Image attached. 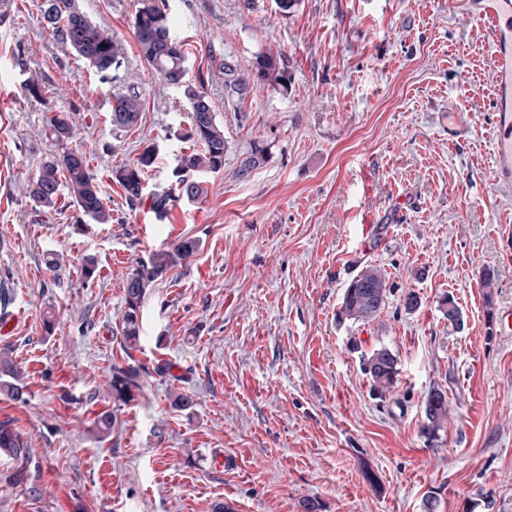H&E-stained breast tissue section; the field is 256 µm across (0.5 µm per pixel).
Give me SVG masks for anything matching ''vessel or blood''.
I'll list each match as a JSON object with an SVG mask.
<instances>
[{"instance_id": "1", "label": "vessel or blood", "mask_w": 512, "mask_h": 512, "mask_svg": "<svg viewBox=\"0 0 512 512\" xmlns=\"http://www.w3.org/2000/svg\"><path fill=\"white\" fill-rule=\"evenodd\" d=\"M476 8L495 48V181L512 187V0H478Z\"/></svg>"}]
</instances>
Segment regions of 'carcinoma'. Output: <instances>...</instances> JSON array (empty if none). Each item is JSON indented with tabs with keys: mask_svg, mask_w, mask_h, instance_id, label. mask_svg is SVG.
<instances>
[{
	"mask_svg": "<svg viewBox=\"0 0 512 512\" xmlns=\"http://www.w3.org/2000/svg\"><path fill=\"white\" fill-rule=\"evenodd\" d=\"M41 16L45 27L83 59L100 79H108L112 72L121 67L123 55L118 40L81 12L74 0H42ZM132 34L144 64L179 93L180 101L191 112L187 139L198 145V148L177 157L175 187L151 194V208L158 219L164 220L173 203L181 199L200 202L206 198L203 177L224 170L228 140L217 122L204 82H195L188 77L183 45L171 37L167 9L153 0H142L132 21ZM219 70L224 75V103L233 109L238 108L259 87L284 93L290 84L281 55L270 51L258 54L247 70L233 57L226 56ZM142 107L139 86L135 83L126 85L114 97L112 126L117 129L135 126ZM46 128L50 138L60 145L68 142L74 133L73 123L66 112L52 113L46 119ZM155 159L156 148L147 145L136 161L115 172L130 205L136 206L143 201L145 170L153 165ZM266 161V147L256 145L241 159L236 176L245 178ZM63 185L68 186L81 214L76 223H82L85 217L95 224L112 221L84 153L69 149L42 162L29 194L37 206L52 209ZM197 248L196 240H183L174 246L173 251L156 254L150 267L137 269L127 278L124 287L126 307L120 329L124 346L131 348L139 339L140 308L146 288L168 267L190 258ZM391 290L392 286L383 272L368 265L345 287L338 315L344 321L368 323L384 308ZM441 310L449 323H461L462 312L452 296L442 299ZM361 365L373 393L383 397L395 388L400 369L398 359L390 349L381 347L362 356ZM16 377L17 369L13 361L1 356L0 388L18 397L20 386L14 383ZM138 388L140 385L135 368L116 367L112 370L113 401H130ZM421 405L422 434L433 441L448 420V396L443 390L432 388L424 395ZM0 448L6 449L17 459L29 458V449L7 423H0Z\"/></svg>",
	"mask_w": 512,
	"mask_h": 512,
	"instance_id": "carcinoma-1",
	"label": "carcinoma"
}]
</instances>
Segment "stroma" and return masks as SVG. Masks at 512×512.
<instances>
[{
  "label": "stroma",
  "mask_w": 512,
  "mask_h": 512,
  "mask_svg": "<svg viewBox=\"0 0 512 512\" xmlns=\"http://www.w3.org/2000/svg\"><path fill=\"white\" fill-rule=\"evenodd\" d=\"M40 3L11 0L0 15V318L12 319L0 355L23 393H0V422L33 463L0 453V512H214L227 500L304 512L312 499L322 512H423L431 491L438 512H512V191L494 181V54L469 0H299L286 16L275 0H165L229 149L206 198L177 201L162 223L114 177L152 144L144 186L168 187L188 147V108L131 34L140 0H75L121 42L107 83L44 27ZM269 50L284 56L287 93L261 88L225 109L220 59L247 67ZM133 81L140 120L114 128L112 96ZM52 110L70 113L68 147L85 153L111 223L77 224L65 188L51 210L30 198L63 149L47 134ZM452 120L463 139L449 140ZM256 144L266 163L236 177ZM187 238L197 251L150 283L140 343L125 349L128 275ZM368 265L393 286L383 311L340 320ZM447 295L461 326L441 312ZM384 346L400 376L381 398L360 357ZM116 366L139 372L120 406ZM437 387L449 418L430 442L421 401ZM178 394L190 409L173 407Z\"/></svg>",
  "instance_id": "1"
}]
</instances>
